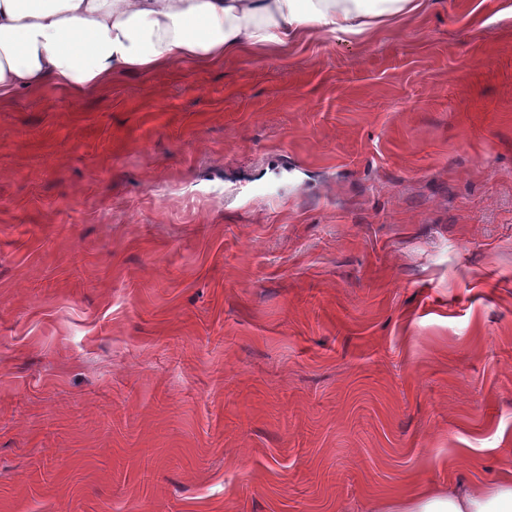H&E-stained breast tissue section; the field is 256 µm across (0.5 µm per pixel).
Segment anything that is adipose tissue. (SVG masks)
<instances>
[{
  "mask_svg": "<svg viewBox=\"0 0 512 512\" xmlns=\"http://www.w3.org/2000/svg\"><path fill=\"white\" fill-rule=\"evenodd\" d=\"M421 0H0V102L53 86L80 99L113 75L339 34L351 41L412 15ZM385 512H512V466L500 479L422 488Z\"/></svg>",
  "mask_w": 512,
  "mask_h": 512,
  "instance_id": "ef3b65f1",
  "label": "adipose tissue"
}]
</instances>
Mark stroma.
I'll return each mask as SVG.
<instances>
[{
    "label": "stroma",
    "mask_w": 512,
    "mask_h": 512,
    "mask_svg": "<svg viewBox=\"0 0 512 512\" xmlns=\"http://www.w3.org/2000/svg\"><path fill=\"white\" fill-rule=\"evenodd\" d=\"M512 465V0L0 104V512H381Z\"/></svg>",
    "instance_id": "obj_1"
}]
</instances>
